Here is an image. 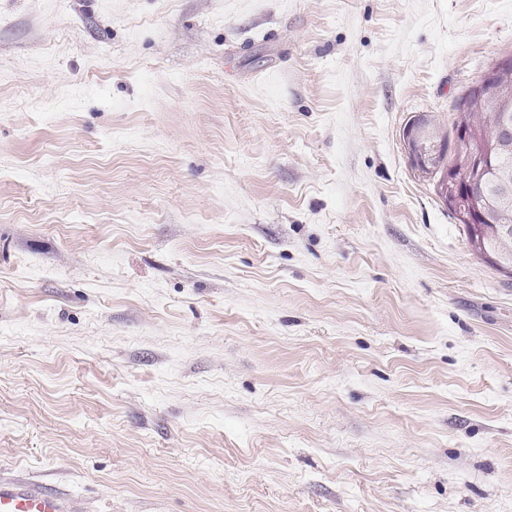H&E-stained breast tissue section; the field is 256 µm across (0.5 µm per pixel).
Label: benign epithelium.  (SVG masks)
Returning <instances> with one entry per match:
<instances>
[{"label":"benign epithelium","mask_w":512,"mask_h":512,"mask_svg":"<svg viewBox=\"0 0 512 512\" xmlns=\"http://www.w3.org/2000/svg\"><path fill=\"white\" fill-rule=\"evenodd\" d=\"M512 68V55L496 60L471 86V98L479 103L495 101L508 112L499 76ZM402 141L411 169L419 178L435 177V190L443 204H448L463 223L473 253L512 277V258L488 245V225L497 224L502 233L512 232V224L500 223V217L512 209V185L500 172L487 175V167L502 156L512 153V122L499 115L492 131L479 140L468 133L457 142V150L465 157V177L442 167V146L432 133L428 117L414 116L404 127Z\"/></svg>","instance_id":"benign-epithelium-1"}]
</instances>
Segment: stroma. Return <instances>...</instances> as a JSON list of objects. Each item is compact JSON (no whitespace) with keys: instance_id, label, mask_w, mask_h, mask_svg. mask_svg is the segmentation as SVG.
I'll return each mask as SVG.
<instances>
[{"instance_id":"stroma-1","label":"stroma","mask_w":512,"mask_h":512,"mask_svg":"<svg viewBox=\"0 0 512 512\" xmlns=\"http://www.w3.org/2000/svg\"><path fill=\"white\" fill-rule=\"evenodd\" d=\"M512 0H0V474L80 512H512V278L402 145Z\"/></svg>"}]
</instances>
